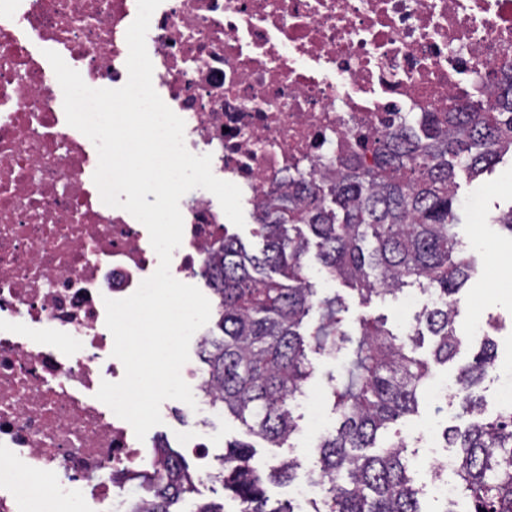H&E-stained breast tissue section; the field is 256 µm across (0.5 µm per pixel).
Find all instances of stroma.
Segmentation results:
<instances>
[{
  "label": "stroma",
  "mask_w": 512,
  "mask_h": 512,
  "mask_svg": "<svg viewBox=\"0 0 512 512\" xmlns=\"http://www.w3.org/2000/svg\"><path fill=\"white\" fill-rule=\"evenodd\" d=\"M459 194L466 199L467 205L463 212V222L458 225L456 232L469 249L476 251L478 269L456 296L459 310L457 331L462 338L458 359L463 362L471 356L476 331L486 330L496 342L497 363L501 372L505 373L512 371V232L494 223L493 218L512 206V163L503 162L493 172L474 181H462ZM303 265L319 296L336 294L342 297L346 324L355 325L361 316L367 315L385 318L388 328L395 333L406 331L414 312L403 306L401 297L380 296L365 306L361 304L357 293L348 286L327 278L315 253L305 254ZM348 356L345 350L333 358L309 351L308 358L315 367V374L306 385L305 396L296 402L298 433L284 448H269L263 441H256L255 461L259 466L271 464L277 457L293 458L299 463L294 484L269 486L271 497H291L294 485L304 484L308 474L315 469L319 458L317 444L325 431L336 422L328 377L342 371ZM455 375V366L432 365L419 412L402 425L403 433L419 439L414 450L421 465L414 473V480L422 492L421 505L424 512H438L440 508L431 492L438 477L429 459L445 455L446 450L439 435L445 427L457 422V406L452 404L447 410H440L438 397L444 385L454 384ZM183 407V402L178 400L164 401L160 408L162 422L153 427L148 436L153 440L165 437L174 450L185 456L194 471L210 470L215 466L217 456L223 454L226 441L243 438L244 430L238 421L220 412L204 416H182ZM189 427L207 434V451L196 450L184 442L183 433Z\"/></svg>",
  "instance_id": "1"
}]
</instances>
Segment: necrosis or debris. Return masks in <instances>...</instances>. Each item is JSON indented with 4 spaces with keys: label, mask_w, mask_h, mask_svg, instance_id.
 Listing matches in <instances>:
<instances>
[{
    "label": "necrosis or debris",
    "mask_w": 512,
    "mask_h": 512,
    "mask_svg": "<svg viewBox=\"0 0 512 512\" xmlns=\"http://www.w3.org/2000/svg\"><path fill=\"white\" fill-rule=\"evenodd\" d=\"M137 0H0V512H128L155 452L99 401L124 376L105 325L156 270L147 229L103 204L94 143L66 122L46 51L93 88L128 79ZM152 82L258 213L359 136L444 112L512 69V0H162ZM170 271L198 277L227 217L197 188Z\"/></svg>",
    "instance_id": "1"
}]
</instances>
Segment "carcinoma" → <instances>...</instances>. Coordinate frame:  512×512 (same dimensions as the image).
<instances>
[{
	"label": "carcinoma",
	"instance_id": "cac0c4a2",
	"mask_svg": "<svg viewBox=\"0 0 512 512\" xmlns=\"http://www.w3.org/2000/svg\"><path fill=\"white\" fill-rule=\"evenodd\" d=\"M508 153L512 73L503 72L493 102L475 92L452 98L446 112H424L359 143L356 153L336 161V171L299 176L296 190L273 199L257 218L260 252L247 253L228 233L208 258L202 276L213 284L219 333L197 343L205 365L200 390L270 448L284 447L298 429L290 401L313 374L307 346L334 356L353 341L340 317L342 298L316 299L303 272L310 247L327 276L357 292L364 305L412 287L430 296L402 340L383 320L360 318L345 377L329 375L338 425L318 445L324 496L313 512H422L407 440L387 433L418 411L430 376L429 363L416 357L424 333L434 338V363L446 365L458 353L453 295L476 270V258L454 232L457 178L491 172ZM494 367L487 338L457 368L458 418L466 423L444 431L457 449L458 498L472 505L470 512H512V406L491 420L481 417L480 386ZM254 457L246 440L226 444L212 473L224 494L239 512H298L266 489L291 481L295 461L265 469ZM154 474L130 512H174L198 481L183 456L162 442Z\"/></svg>",
	"mask_w": 512,
	"mask_h": 512
}]
</instances>
